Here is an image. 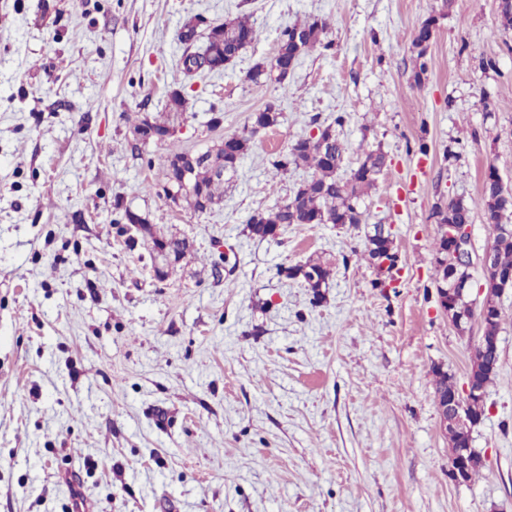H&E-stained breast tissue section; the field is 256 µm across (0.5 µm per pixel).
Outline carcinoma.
<instances>
[{
  "label": "carcinoma",
  "mask_w": 512,
  "mask_h": 512,
  "mask_svg": "<svg viewBox=\"0 0 512 512\" xmlns=\"http://www.w3.org/2000/svg\"><path fill=\"white\" fill-rule=\"evenodd\" d=\"M433 22L435 18L429 17L412 40V74L417 86L422 84L427 73L426 26ZM327 31V22L318 16H310L285 27L280 33L276 65L257 63L247 71L245 80L259 86L284 83L290 74L287 70L289 65L297 64L303 55L318 48L331 49ZM254 33V22L251 16L245 14L227 17L222 22L209 25L203 41L206 56L200 61H192L190 56L182 54L180 62L183 72H188L189 62L202 73L226 69L249 45L244 37ZM169 101L166 119L151 122L145 118L134 126V131L142 133L132 145L134 155L143 153L148 143L147 133L161 140L172 136L170 130L174 128L178 115L185 111L186 101L177 90L170 92ZM280 117L281 113L275 105L269 103L251 115L250 122L240 133L228 136L217 145L204 151L172 150L167 159L166 183L162 188L165 199L177 206L184 202L198 212L221 204L224 201V186L237 176L251 142L260 131L278 125ZM345 123L346 115L340 112L331 123L318 125L316 134L300 137L286 150L276 154L271 161L276 171L286 172L302 167L312 170V176L298 185L285 202L252 213L245 222L249 237L262 241L274 239L290 224H338L357 228L365 223L362 204L365 197L377 187L379 176L387 170V155L381 148L368 145L362 150L356 167L343 169L347 146L336 134V128L343 127ZM184 173L194 184L195 194L170 197L168 188H177ZM476 208L483 211L487 223L507 230V233L494 239L493 250L496 264L503 269H512V233L508 232L512 228V189L496 178L493 168H488L478 201L469 202L461 197L449 200L440 198L434 203L431 216L438 225L470 224ZM125 220L129 224L142 225V238L151 244L152 253L164 247L170 252V259L161 265L157 275L160 280L168 278L190 250L189 240L165 232L129 209L125 210ZM362 255L374 269L376 278L373 287L385 290L393 278V270L398 266V254L394 251L391 232L384 229V225H373V233L366 236ZM447 259V242L439 237L432 257L433 284L438 294L454 280L446 264ZM335 269L330 260L316 256L303 263L282 267L279 274L298 281L308 289L310 304L315 307L324 299L323 289L330 287ZM449 302L454 316L467 322L472 313L469 298L451 297ZM487 304L489 313L482 321L483 335L495 338L499 334L501 312L495 301L490 299ZM485 362L486 365L480 367L478 372V387L483 394L497 377L500 353L487 354ZM432 373L434 398L442 399L454 392L452 375L440 367L433 368Z\"/></svg>",
  "instance_id": "obj_1"
}]
</instances>
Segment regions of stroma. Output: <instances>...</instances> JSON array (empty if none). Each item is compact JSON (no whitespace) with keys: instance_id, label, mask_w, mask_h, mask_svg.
Returning a JSON list of instances; mask_svg holds the SVG:
<instances>
[{"instance_id":"35a3bbf8","label":"stroma","mask_w":512,"mask_h":512,"mask_svg":"<svg viewBox=\"0 0 512 512\" xmlns=\"http://www.w3.org/2000/svg\"><path fill=\"white\" fill-rule=\"evenodd\" d=\"M238 14L256 41L185 77V20ZM433 14L418 87L411 43ZM311 15L332 49L284 84L246 82ZM173 88L187 109L172 140L133 155L134 123L166 115ZM270 103L280 123L223 204L158 196L172 147L206 149ZM339 112L346 167L364 141L389 157L365 224L250 238L248 216L310 176L272 157ZM491 166L512 186L497 0H0V512H70L72 475L90 512H512V288L471 482L448 480L433 395L437 365L464 385L482 328L458 333L439 307L431 209L478 199ZM128 209L191 241L166 281L123 232ZM373 224L399 254L383 291L358 256ZM317 255L336 273L314 307L278 270Z\"/></svg>"}]
</instances>
